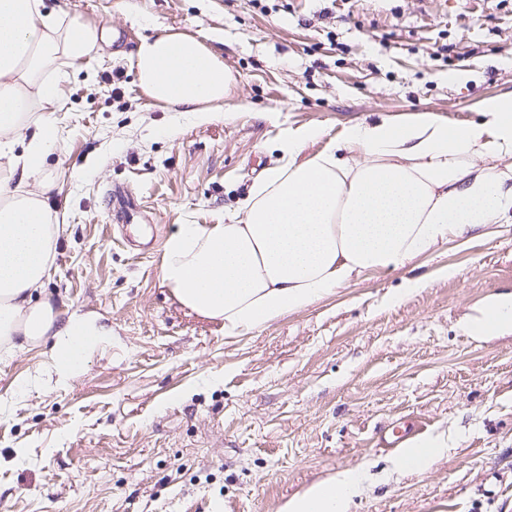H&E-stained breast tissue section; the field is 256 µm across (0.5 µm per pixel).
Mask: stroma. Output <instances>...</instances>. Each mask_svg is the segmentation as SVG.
Masks as SVG:
<instances>
[{
	"label": "stroma",
	"mask_w": 512,
	"mask_h": 512,
	"mask_svg": "<svg viewBox=\"0 0 512 512\" xmlns=\"http://www.w3.org/2000/svg\"><path fill=\"white\" fill-rule=\"evenodd\" d=\"M43 3L112 34L108 57L67 70L44 171L65 222L45 293L112 338L65 384L31 381L51 340L0 353V512H281L360 468L349 512H512V334L459 326L512 292V223L243 337L160 278L166 239L223 223L289 129L323 130L310 157L357 123L427 111L464 126L511 96L512 0ZM165 33L220 55L225 113L191 122L145 96L130 56ZM115 186L138 200L132 220L110 204ZM400 419L454 443L424 473L396 471L375 437Z\"/></svg>",
	"instance_id": "1"
}]
</instances>
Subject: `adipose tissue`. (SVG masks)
I'll list each match as a JSON object with an SVG mask.
<instances>
[{"label": "adipose tissue", "mask_w": 512, "mask_h": 512, "mask_svg": "<svg viewBox=\"0 0 512 512\" xmlns=\"http://www.w3.org/2000/svg\"><path fill=\"white\" fill-rule=\"evenodd\" d=\"M105 39L96 26L43 11L41 0H0V346L52 337L38 372L60 383L108 333L76 317L58 321L45 297L61 226L30 180L60 138L49 118L65 105L58 61L84 64ZM132 66L149 99L201 121L223 107L231 86L221 57L187 35L144 37ZM322 136L317 127L290 131L282 160L261 170L237 213L180 225L165 243L163 283L185 308L223 321L229 336L512 216V96L486 100L479 122L453 130L428 112L355 124L303 158ZM449 443L443 432L415 438L393 466L425 472ZM363 481L359 470L336 473L282 512H349Z\"/></svg>", "instance_id": "ef3b65f1"}]
</instances>
